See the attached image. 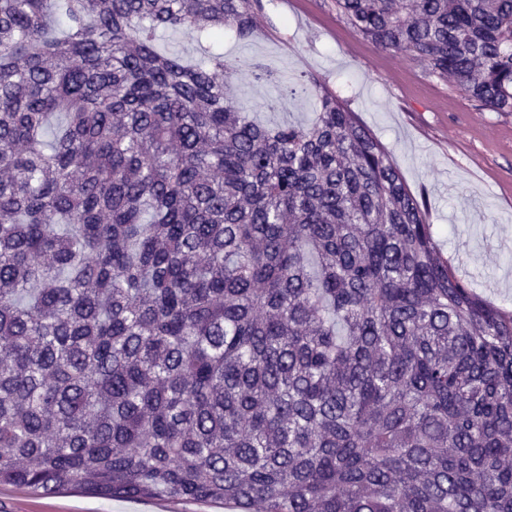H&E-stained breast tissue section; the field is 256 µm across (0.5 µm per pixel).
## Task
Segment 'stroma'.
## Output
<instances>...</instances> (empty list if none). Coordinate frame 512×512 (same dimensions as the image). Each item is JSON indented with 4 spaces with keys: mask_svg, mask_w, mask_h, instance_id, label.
<instances>
[{
    "mask_svg": "<svg viewBox=\"0 0 512 512\" xmlns=\"http://www.w3.org/2000/svg\"><path fill=\"white\" fill-rule=\"evenodd\" d=\"M256 32L224 35L231 84L250 117L306 125L314 85L344 101L427 206L445 257L488 301L512 310V115L478 110L451 80L376 50L339 18L334 0H260ZM0 512H228L208 501L108 500L78 490L34 494L0 485Z\"/></svg>",
    "mask_w": 512,
    "mask_h": 512,
    "instance_id": "stroma-1",
    "label": "stroma"
}]
</instances>
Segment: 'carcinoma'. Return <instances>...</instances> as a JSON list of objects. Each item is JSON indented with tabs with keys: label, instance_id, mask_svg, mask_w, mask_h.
Wrapping results in <instances>:
<instances>
[{
	"label": "carcinoma",
	"instance_id": "1",
	"mask_svg": "<svg viewBox=\"0 0 512 512\" xmlns=\"http://www.w3.org/2000/svg\"><path fill=\"white\" fill-rule=\"evenodd\" d=\"M512 114V0H335ZM255 0H0V485L512 512V311L336 95L267 127L161 30Z\"/></svg>",
	"mask_w": 512,
	"mask_h": 512
}]
</instances>
